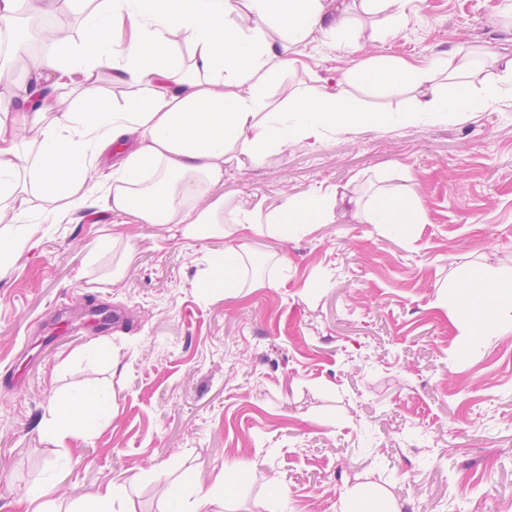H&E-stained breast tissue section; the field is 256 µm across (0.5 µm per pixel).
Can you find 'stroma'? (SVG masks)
Segmentation results:
<instances>
[{"label": "stroma", "mask_w": 512, "mask_h": 512, "mask_svg": "<svg viewBox=\"0 0 512 512\" xmlns=\"http://www.w3.org/2000/svg\"><path fill=\"white\" fill-rule=\"evenodd\" d=\"M352 13L353 42L313 36L284 82L447 54L475 57L480 85L512 58V0H410L389 33ZM325 181L412 186L423 221L246 236L258 268L236 295L202 290L216 242L179 226L98 208L27 225L0 268V512L50 482L61 512L108 484L126 488L121 512H171L153 468L207 484L235 460L278 484L238 482L222 512H336L357 484L400 512H512V332L466 341L448 290L471 264L512 268V96L298 144L228 169L219 191L272 208ZM92 341L106 359L83 358ZM98 386L114 393L98 427L50 437L51 404Z\"/></svg>", "instance_id": "obj_1"}]
</instances>
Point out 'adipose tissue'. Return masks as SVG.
<instances>
[{"label": "adipose tissue", "mask_w": 512, "mask_h": 512, "mask_svg": "<svg viewBox=\"0 0 512 512\" xmlns=\"http://www.w3.org/2000/svg\"><path fill=\"white\" fill-rule=\"evenodd\" d=\"M31 11L79 10L86 26L81 43L59 39L56 48L29 63L24 78L0 65V265L23 248V224L60 223L96 205L115 213L137 211L148 224H179L185 237L214 236L210 281L225 291L240 288L245 254L239 235L295 237L310 224L330 223L336 211L392 234L421 221L410 189L366 198L319 186L273 208L239 200L226 208L216 187L227 168L259 163L295 144L315 147L329 135L379 124L426 119L447 121L457 112L494 108L504 90L477 86L465 58L435 56L428 67L377 61L341 75L377 90L405 87L414 93L407 112H379L354 104L317 79L308 90L283 89L278 104L264 91L294 67L296 46L313 34L350 38L345 0H27ZM132 91L124 102L99 94L98 81ZM446 75L447 85L436 78ZM78 78L70 104L50 106L47 86ZM35 130L18 141L14 125ZM206 207H198L200 198ZM42 203L33 211L31 199ZM467 336L477 340L512 331V271L472 266L457 272L451 287ZM108 388L76 390L50 406L49 431L57 439L91 431L99 411L111 405ZM273 484L257 464H226L211 484L182 479L164 494L177 512H207L237 480Z\"/></svg>", "instance_id": "adipose-tissue-1"}]
</instances>
